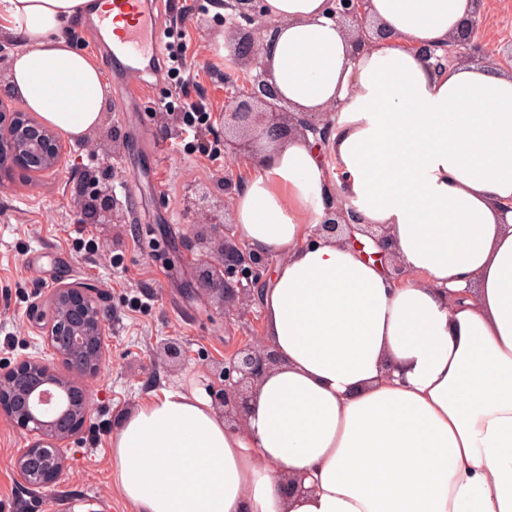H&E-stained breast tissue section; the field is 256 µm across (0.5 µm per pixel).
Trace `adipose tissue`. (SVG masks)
Here are the masks:
<instances>
[{
	"label": "adipose tissue",
	"mask_w": 512,
	"mask_h": 512,
	"mask_svg": "<svg viewBox=\"0 0 512 512\" xmlns=\"http://www.w3.org/2000/svg\"><path fill=\"white\" fill-rule=\"evenodd\" d=\"M90 0H0L22 105L79 138L109 88L64 31ZM472 0H369L388 42L357 48L329 0H263L258 62L313 139L261 150L232 198L239 242L273 257L264 339L278 363L244 420L165 391L112 437L135 512H512V69L418 49ZM383 226L395 280L316 236L335 200ZM304 491L283 496L282 477Z\"/></svg>",
	"instance_id": "ef3b65f1"
}]
</instances>
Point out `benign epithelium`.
<instances>
[{
	"instance_id": "1",
	"label": "benign epithelium",
	"mask_w": 512,
	"mask_h": 512,
	"mask_svg": "<svg viewBox=\"0 0 512 512\" xmlns=\"http://www.w3.org/2000/svg\"><path fill=\"white\" fill-rule=\"evenodd\" d=\"M336 21L357 32L360 45L388 38L386 31L367 27L369 0H331ZM263 0H225V34L229 58L236 70L224 80V148L233 151L267 141L276 145L296 134H312L325 145L330 120L325 112L288 110L270 74L257 63L264 48L260 31L270 28L264 20ZM482 0L457 35L445 44L420 49L431 70L440 73L454 62L482 60L487 64L512 61V40L487 52L479 40ZM63 161V147L54 129L31 112L0 111V180L15 169L53 173ZM77 205L80 213L116 217L117 198L112 188L91 172L84 175ZM359 220L353 207L339 204L333 217L317 225L315 232L334 238ZM218 257L206 261L203 286L223 302L224 312L245 313L259 303L267 285L271 257L254 252L230 236L226 225L210 223ZM35 324L48 350L67 370L63 375L41 355L0 363V414L31 437L14 455L21 483L37 489L55 485L68 468L65 447L84 430L88 420V396L80 380L98 373L105 357L106 310L97 294L78 283L50 290L37 309ZM166 358L178 364L180 343H160ZM277 362L276 351L259 336L245 341L216 367L224 377V390L215 403L225 419L238 423L258 379Z\"/></svg>"
}]
</instances>
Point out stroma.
I'll return each instance as SVG.
<instances>
[{"label":"stroma","mask_w":512,"mask_h":512,"mask_svg":"<svg viewBox=\"0 0 512 512\" xmlns=\"http://www.w3.org/2000/svg\"><path fill=\"white\" fill-rule=\"evenodd\" d=\"M209 0H157L161 20L184 14L186 68L157 82L136 104L124 94L120 64L106 55V31L92 16L72 21L71 42L93 58L109 85L99 124L83 139L63 137L62 167L50 175L15 172L0 182V360L45 353L31 315L49 290L70 283L90 285L109 311L107 357L86 382L91 400L83 434L66 449L68 470L55 486L29 493L12 466L28 435L0 417V512H135L112 482L111 440L126 413L164 390L212 398L224 380L212 373L242 341L262 335L264 313L252 307L225 316L218 300L199 287L211 246L207 215L190 200L206 185L215 203L224 199V173L248 174L246 155L224 149V56L219 39L224 18ZM480 36L487 45L512 39V0H485ZM195 107L205 138L221 152H200L186 123L161 132L159 115ZM127 147L112 156V133ZM105 176L120 203L110 224H86L77 207L85 171ZM163 226L165 235L153 234ZM184 346L179 365L160 350L164 339Z\"/></svg>","instance_id":"obj_1"}]
</instances>
